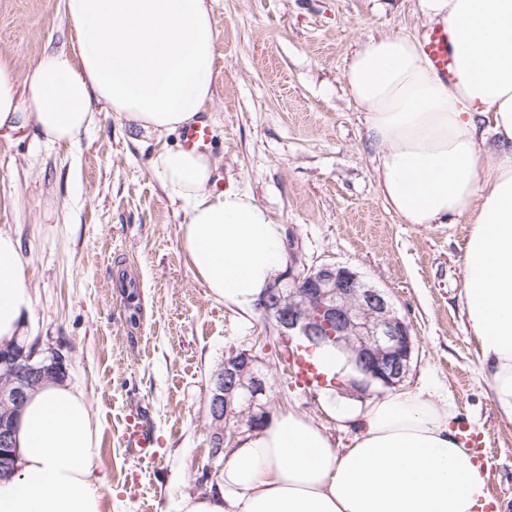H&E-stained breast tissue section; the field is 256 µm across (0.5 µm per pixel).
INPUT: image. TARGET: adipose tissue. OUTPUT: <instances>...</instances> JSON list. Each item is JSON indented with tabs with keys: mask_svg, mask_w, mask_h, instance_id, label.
I'll return each mask as SVG.
<instances>
[{
	"mask_svg": "<svg viewBox=\"0 0 512 512\" xmlns=\"http://www.w3.org/2000/svg\"><path fill=\"white\" fill-rule=\"evenodd\" d=\"M449 34L448 83L402 35L372 38L347 83L378 152L380 192L407 224L463 219L462 294L490 398L512 424V0H421ZM73 43L18 78L0 54V136L36 130L77 141L93 102L160 138L197 121L213 95L216 30L208 0H64ZM185 214L181 245L194 275L224 304L251 312L287 263L283 227L253 198L216 190L208 154L151 158ZM33 288L17 240L0 229V345L24 335ZM351 447L293 412L230 449L216 488L182 512H483L489 500L452 405L415 391L361 412ZM95 432L85 394L46 384L26 402L0 512H103Z\"/></svg>",
	"mask_w": 512,
	"mask_h": 512,
	"instance_id": "obj_1",
	"label": "adipose tissue"
}]
</instances>
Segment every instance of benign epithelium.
<instances>
[{
	"label": "benign epithelium",
	"mask_w": 512,
	"mask_h": 512,
	"mask_svg": "<svg viewBox=\"0 0 512 512\" xmlns=\"http://www.w3.org/2000/svg\"><path fill=\"white\" fill-rule=\"evenodd\" d=\"M299 252V240L289 236L288 253L293 263L288 274L275 279L259 299L258 309L274 323L283 340L299 338L317 347L323 337L332 334L345 341L360 373L351 389L361 395L398 387L410 370L414 345L410 326L390 296L346 266L298 270L295 260ZM28 372L31 379L6 394L14 420L35 384L64 380L66 366L53 353L29 366ZM212 384L209 414L216 431V456L223 449L226 433L238 431L244 418H261L268 410L260 360L247 351L231 355L224 368L214 374Z\"/></svg>",
	"instance_id": "benign-epithelium-1"
}]
</instances>
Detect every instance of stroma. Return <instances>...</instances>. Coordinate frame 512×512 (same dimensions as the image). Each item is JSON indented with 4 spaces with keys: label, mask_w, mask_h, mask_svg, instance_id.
Listing matches in <instances>:
<instances>
[{
    "label": "stroma",
    "mask_w": 512,
    "mask_h": 512,
    "mask_svg": "<svg viewBox=\"0 0 512 512\" xmlns=\"http://www.w3.org/2000/svg\"><path fill=\"white\" fill-rule=\"evenodd\" d=\"M215 21L210 129L216 187L249 193L296 236L299 267L346 265L388 293L415 350L401 390L451 400L468 447L488 451L486 485L512 512V424L489 398L461 298L471 227L406 224L378 185L377 154L346 72L369 36L422 39L420 0H210ZM63 0H0V53L18 74L70 48ZM75 143L0 139V228L19 241L34 290L39 352L65 359L88 398L104 512H179L220 481L210 378L232 354L259 357L271 413L292 410L350 447L357 426L299 387L273 323L215 299L180 247L184 214L150 167L179 133L142 139L95 105ZM139 291L128 308L123 287ZM153 430V459L125 447L128 416Z\"/></svg>",
    "instance_id": "stroma-1"
}]
</instances>
